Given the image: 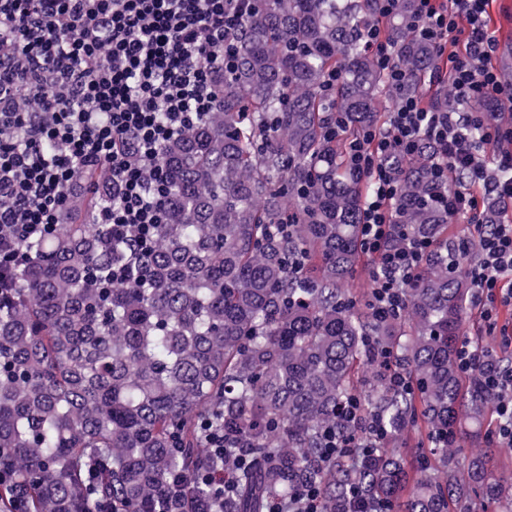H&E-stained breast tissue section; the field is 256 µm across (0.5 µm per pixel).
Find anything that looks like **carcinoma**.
Wrapping results in <instances>:
<instances>
[{"label":"carcinoma","mask_w":512,"mask_h":512,"mask_svg":"<svg viewBox=\"0 0 512 512\" xmlns=\"http://www.w3.org/2000/svg\"><path fill=\"white\" fill-rule=\"evenodd\" d=\"M413 12V0L387 18L378 0H255L234 66L213 68V110L162 150L163 220L121 286L112 267L132 243L90 223L107 172L87 173L61 231L0 292V512H270L302 487L319 490L321 512H512V475L482 447L483 369L457 361L469 267L448 256L431 141L380 159L398 178L394 243H435L403 311L380 320L344 288L366 261L370 184L347 143L438 62ZM376 22L407 75L399 88L364 48ZM432 100L455 104L446 86ZM503 209L486 200L484 223ZM378 349L412 392L386 383ZM361 387L362 421L388 441L329 458L324 431L355 432L345 416ZM207 425L224 430L222 458ZM418 425L430 455L413 465L399 443ZM221 468L231 490L218 505L198 477Z\"/></svg>","instance_id":"cac0c4a2"}]
</instances>
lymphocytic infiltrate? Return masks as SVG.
<instances>
[{
  "instance_id": "f902f5d3",
  "label": "lymphocytic infiltrate",
  "mask_w": 512,
  "mask_h": 512,
  "mask_svg": "<svg viewBox=\"0 0 512 512\" xmlns=\"http://www.w3.org/2000/svg\"><path fill=\"white\" fill-rule=\"evenodd\" d=\"M486 5L415 0L412 32L444 60L458 105L438 112L423 94L401 97L385 126H367L349 143L348 158L371 181L359 236L375 264L369 306L380 316L402 308L431 243L393 244L398 185L379 157L414 154L427 139L440 152L439 183L464 174L442 202L468 226L473 307L482 335L491 336L501 307L512 305V223L485 227L481 197L512 202V127L463 106L512 101V92L489 64L497 44ZM249 7L250 0H0V288L28 261V244L58 233L70 193L96 167L110 172L101 190L111 201L93 223L111 225L138 250L150 246L168 190L162 148L212 111L213 67L232 65L231 34ZM473 128L480 139L470 137ZM511 351L512 333L495 351L468 338L457 351L463 372L485 371L500 448H512V365L500 361ZM386 438L374 420L347 438L328 431L325 446L332 455H365Z\"/></svg>"
}]
</instances>
